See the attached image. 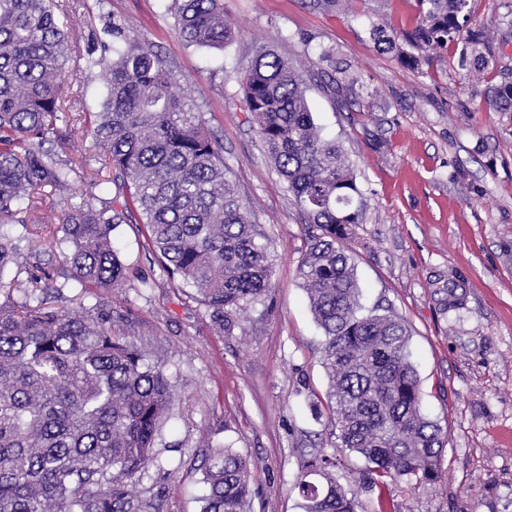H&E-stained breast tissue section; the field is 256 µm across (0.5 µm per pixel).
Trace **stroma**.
Listing matches in <instances>:
<instances>
[{"mask_svg": "<svg viewBox=\"0 0 512 512\" xmlns=\"http://www.w3.org/2000/svg\"><path fill=\"white\" fill-rule=\"evenodd\" d=\"M66 5L81 47H111L103 28L114 20L161 52L177 93L220 140L273 256L265 302L221 336L195 290L162 270L145 226L135 218L120 226L127 280L99 299L163 363L176 390L157 461L138 477L141 498L161 512H201L200 458L207 446L229 445L251 463V512H302L296 478L316 455L339 458L336 477L356 512H512V112L480 101L486 84L512 81V0H470V26L493 46L478 78L459 69L452 47L416 68L375 50L371 26L411 30L416 0H224L234 39L222 50L186 43L172 0ZM264 45L294 62L317 123L342 144L364 193L363 221L343 242L360 302L405 321L422 412L447 433L441 475L419 491L398 485L378 494L363 460L337 445L323 335L299 277L307 226L240 106L239 76ZM341 71L356 78L355 97L329 90ZM58 128L62 139L48 150L83 155L85 175L100 169L103 152L82 126ZM84 177L45 189L38 213L79 206Z\"/></svg>", "mask_w": 512, "mask_h": 512, "instance_id": "35a3bbf8", "label": "stroma"}]
</instances>
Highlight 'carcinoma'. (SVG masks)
<instances>
[{
  "label": "carcinoma",
  "instance_id": "obj_1",
  "mask_svg": "<svg viewBox=\"0 0 512 512\" xmlns=\"http://www.w3.org/2000/svg\"><path fill=\"white\" fill-rule=\"evenodd\" d=\"M184 40L224 49L232 29L224 0H173ZM412 31L377 25L370 39L417 68L424 53L462 45L461 66L481 73L491 50L468 27L470 0H417ZM64 0H0V220L33 228L29 243L62 252L63 276L86 299L120 288L125 266L114 250L124 214L90 203L61 227L31 211L47 187L66 186L82 160L59 162L42 150L63 111L65 65L73 40L59 20ZM112 54L87 52L86 68L108 75L99 112L76 121L104 150L103 167L130 189L124 209L139 212L167 274L194 288L219 333L233 334L240 312L264 301L273 259L228 176L222 145L194 103L176 95V78L153 48L112 25ZM414 52H407L402 44ZM241 103L305 223L299 266L310 310L323 330L322 364L330 422L340 447L363 458L364 475L384 493L435 482L447 434L421 411L410 334L395 312L361 313L354 264L341 244L362 223L363 193L342 147L322 136L290 59L262 46L240 76ZM481 100L512 112V82L487 87ZM17 265V246L0 232V277ZM21 309L0 308V512H146L135 477L156 461L173 386L149 353L112 334L101 302L53 308L29 275ZM314 457L296 480L302 512H355L333 472ZM201 512H250V464L230 446L201 458Z\"/></svg>",
  "mask_w": 512,
  "mask_h": 512
}]
</instances>
